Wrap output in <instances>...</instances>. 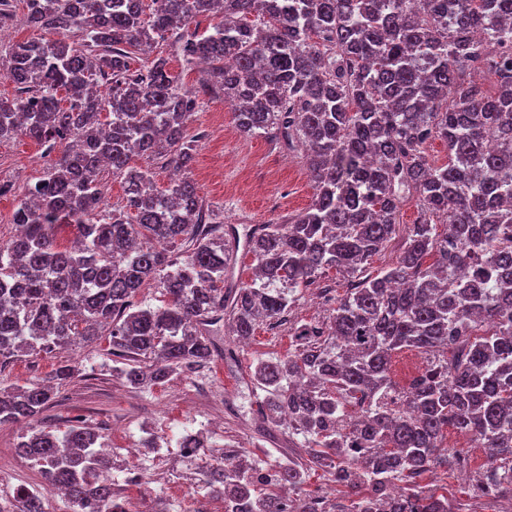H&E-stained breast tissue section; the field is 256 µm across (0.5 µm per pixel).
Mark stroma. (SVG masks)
<instances>
[{"label": "stroma", "mask_w": 512, "mask_h": 512, "mask_svg": "<svg viewBox=\"0 0 512 512\" xmlns=\"http://www.w3.org/2000/svg\"><path fill=\"white\" fill-rule=\"evenodd\" d=\"M198 139L190 175L199 187L205 207L217 221L237 226L287 220L305 212L314 195L313 185L299 154L265 137H244L237 129L231 106L220 98L203 99L187 123ZM49 160L41 145L28 138L0 143V180L13 186L0 197V239L17 232L12 214L27 184L43 176ZM292 344L289 325L257 328L248 345L220 336L218 352L209 367L173 374L146 389H132L112 375V357L106 341L63 352L31 354L0 365V384L20 388L40 382L57 387V395L43 413L44 421L65 430L81 419L103 437L116 466L137 455L138 466L151 483L142 507L161 506L163 512H213L214 501L203 490L185 494L194 480L180 457L177 440L182 434L207 430L210 446L204 456L233 444L260 459L306 460L307 453L287 431L262 437L258 403L252 391L251 365L255 358L281 356ZM75 369L69 382L56 384L55 371L63 365ZM151 432L159 453L139 451L144 432ZM21 426L0 425V497H10L21 486L39 488L45 479L38 469L18 456ZM423 482L447 491L462 512H512V501L489 510L486 500L473 496L456 473L436 468Z\"/></svg>", "instance_id": "obj_1"}]
</instances>
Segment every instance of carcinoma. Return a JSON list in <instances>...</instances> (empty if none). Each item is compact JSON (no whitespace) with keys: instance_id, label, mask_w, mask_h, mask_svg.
Returning a JSON list of instances; mask_svg holds the SVG:
<instances>
[{"instance_id":"carcinoma-1","label":"carcinoma","mask_w":512,"mask_h":512,"mask_svg":"<svg viewBox=\"0 0 512 512\" xmlns=\"http://www.w3.org/2000/svg\"><path fill=\"white\" fill-rule=\"evenodd\" d=\"M23 2L40 36L0 49L17 91L0 99V141L58 155L18 201L20 234L0 241V360L106 336L112 371L142 389L207 367L220 323L239 341L282 325L333 269L351 283L328 317L296 327L287 354L253 361L263 423L288 424L307 463L228 449L197 467V483L224 512H288L284 491L328 467L356 497L308 493L297 512H459L422 486L466 459L443 446L451 426L485 449L486 495L512 498V0ZM201 15L219 22L201 31ZM75 31L82 42L69 41ZM168 40L186 66L206 63L198 86L150 57ZM477 61L491 64L495 94ZM204 96L234 108L243 136L301 154L313 183L302 215L249 228L240 248L193 180L159 190L132 164L188 168L187 121ZM493 138L501 149L487 147ZM436 139L445 164L426 153ZM107 169L124 184L112 207ZM408 202L417 218L401 254L365 273ZM63 226L76 245L58 244ZM239 250L252 276L236 283ZM154 285L162 307L138 299ZM406 347L425 363L404 390L390 366ZM52 399L40 383L0 388V424L33 423L17 453L73 512H117L101 435L82 421L62 435L40 423ZM0 512L46 508L20 487Z\"/></svg>"}]
</instances>
